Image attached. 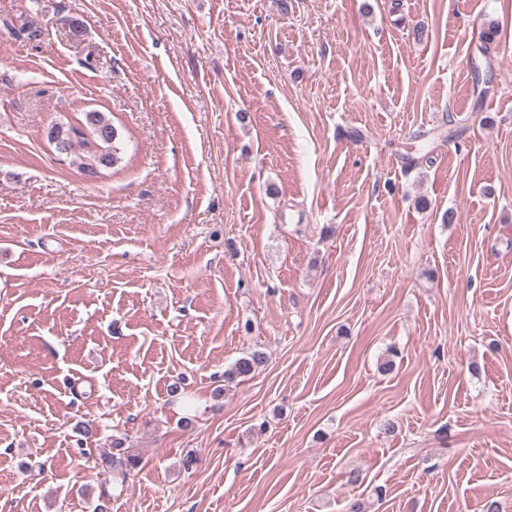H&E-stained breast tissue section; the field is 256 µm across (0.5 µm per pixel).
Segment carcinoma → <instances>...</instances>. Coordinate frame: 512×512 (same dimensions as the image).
<instances>
[{
    "label": "carcinoma",
    "mask_w": 512,
    "mask_h": 512,
    "mask_svg": "<svg viewBox=\"0 0 512 512\" xmlns=\"http://www.w3.org/2000/svg\"><path fill=\"white\" fill-rule=\"evenodd\" d=\"M0 25L9 34L22 38L29 43L42 41L49 35L48 29L33 23L24 22L17 27L12 22L3 19ZM47 138L54 143L56 149L66 153L73 146L82 147L87 153V162L83 169L90 176L100 173V170L113 168L121 161L123 140L111 118L104 112L90 110L83 113V119L76 125L56 124L48 129ZM267 357L264 352L254 350L247 356L238 359L230 374L239 377L248 376L264 366ZM124 442L113 441L115 453L112 454V473L114 477L126 481L130 472L136 469L140 460L123 448Z\"/></svg>",
    "instance_id": "1"
}]
</instances>
